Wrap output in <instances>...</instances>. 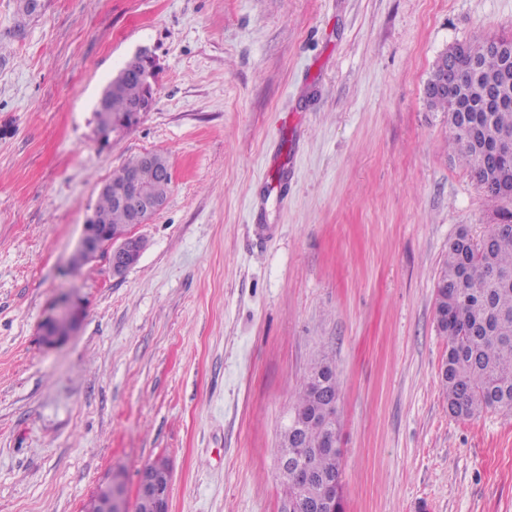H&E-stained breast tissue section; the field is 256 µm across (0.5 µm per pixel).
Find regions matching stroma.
I'll use <instances>...</instances> for the list:
<instances>
[{"instance_id": "stroma-1", "label": "stroma", "mask_w": 512, "mask_h": 512, "mask_svg": "<svg viewBox=\"0 0 512 512\" xmlns=\"http://www.w3.org/2000/svg\"><path fill=\"white\" fill-rule=\"evenodd\" d=\"M0 0V512H83L170 465V512H285L280 433L311 364L339 383L345 512H512V414L452 417L435 283L479 188L425 88L512 0ZM155 104L98 134L138 50ZM167 155L123 277L75 265L102 185ZM81 320L46 348L60 298ZM141 156L142 154L128 158L112 175V182L105 184L104 187L112 185V183L118 184L122 182L125 175L133 169L139 182L155 196L165 201L170 191L172 179L164 174L159 165L140 162ZM102 487L108 489V494L105 498L102 499L101 506H100V499L97 496V493L90 499L89 503L86 506L85 512H121L123 511V507L119 510H116L114 507V510L112 511V507L115 505L116 500L125 499L124 498V491L123 486L118 485L114 479V473L112 474V483H111V476L107 478L106 481H104L102 484ZM112 485V497L110 494ZM102 507V510H101Z\"/></svg>"}]
</instances>
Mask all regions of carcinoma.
<instances>
[{"label":"carcinoma","mask_w":512,"mask_h":512,"mask_svg":"<svg viewBox=\"0 0 512 512\" xmlns=\"http://www.w3.org/2000/svg\"><path fill=\"white\" fill-rule=\"evenodd\" d=\"M16 4L20 21L14 37L20 38L26 20L38 13L40 0H16ZM133 67L134 62L127 60L106 86L97 107L99 122L123 128L134 123L129 103L142 98L147 89L138 77L121 79ZM453 82L452 97L432 96L427 105L448 112L454 152L482 191L496 199L499 181L512 179V156L495 151L500 142L512 138V71L505 68L498 51L480 43L475 59L458 60ZM131 170L155 196L167 199L172 179L160 166L141 162L138 155L123 163L112 183L122 182ZM93 224L114 236L128 232L133 216L117 206L111 194L102 192ZM487 236L491 244L486 249L468 231H459L448 245V258L438 275L439 282L448 283V292H437L435 301L436 310L445 314L437 329L448 345L443 388L448 404L459 406L463 419L484 411L512 412V230L500 232L494 224ZM487 266L496 270L497 277L484 272ZM325 363L324 358L315 361L300 383L291 414L297 423L292 445L303 450L305 458L299 464L312 472L301 485L302 496L308 501L322 498L325 480L334 479L336 512H342V450L328 446L329 437L338 432L333 400L339 389L320 386Z\"/></svg>","instance_id":"carcinoma-1"}]
</instances>
